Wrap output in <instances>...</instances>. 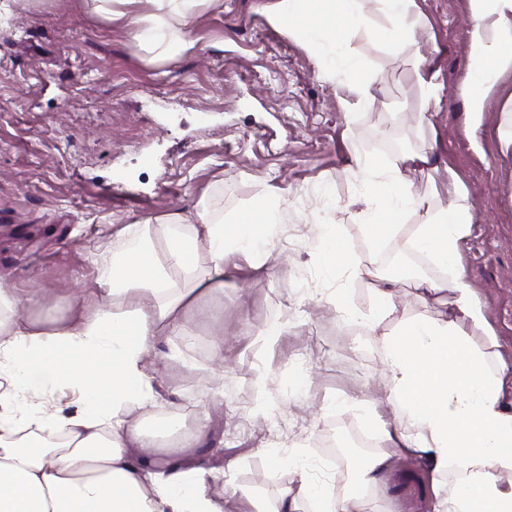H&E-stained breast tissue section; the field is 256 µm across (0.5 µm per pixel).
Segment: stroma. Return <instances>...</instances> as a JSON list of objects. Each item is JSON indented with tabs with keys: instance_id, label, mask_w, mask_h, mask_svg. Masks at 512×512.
Wrapping results in <instances>:
<instances>
[{
	"instance_id": "1",
	"label": "stroma",
	"mask_w": 512,
	"mask_h": 512,
	"mask_svg": "<svg viewBox=\"0 0 512 512\" xmlns=\"http://www.w3.org/2000/svg\"><path fill=\"white\" fill-rule=\"evenodd\" d=\"M276 0H198L190 48L159 57L125 21L97 16L92 0H0V285L43 288V303L63 306L69 290L96 285L95 261L118 225L193 211L206 200L232 217L265 193L299 240H280L272 275L245 259L227 271L223 296L192 307L185 322L193 348L170 336L146 362L167 411L190 424L206 419L205 456L237 493L225 512H255L295 485L289 456L328 460L314 480L346 495L362 459L386 453V467L364 512H431L429 472L421 459L361 447L359 402L393 427L380 339L396 318L366 329L340 313L316 278L318 226L337 224L357 262L345 284L368 308L379 255L358 220L364 209L352 174V147L375 159L426 150L438 183L456 173L474 213L462 266L495 339L504 392L512 398V153L497 126L512 98V70L487 96L480 127L465 114L457 87L470 69L469 0H416L427 24L439 102L422 108L408 55L366 43L375 101L346 122L341 93L317 77L305 46L274 22ZM336 198L324 211L318 192ZM222 321L224 359L211 349ZM307 385L295 393L293 382Z\"/></svg>"
}]
</instances>
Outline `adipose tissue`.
Returning <instances> with one entry per match:
<instances>
[{
    "mask_svg": "<svg viewBox=\"0 0 512 512\" xmlns=\"http://www.w3.org/2000/svg\"><path fill=\"white\" fill-rule=\"evenodd\" d=\"M152 12L127 17L157 55L185 50L196 0H150ZM275 14L304 43L320 80L343 94L347 119L375 96L362 42L375 40L392 52H409L424 105L436 95L428 48L416 35L422 18L415 0H277ZM470 71L458 94L468 118L480 122L486 97L512 70V0H470ZM357 192L366 203L359 218L374 244L395 243L381 265L385 287L368 309L353 307L341 283L354 265L340 246L337 225L322 224L315 241L323 259L320 280L336 287V305L350 320L372 329L397 317L395 287L425 294L448 292L456 318H397L382 337L388 401L395 426L381 440L423 458L431 469L432 512H512V402L503 393L495 356L473 345L468 327L486 328L471 282L461 272L470 236V197L456 174L447 185L429 180L415 191L401 177L400 159L383 163L352 149ZM426 220L404 230L402 218ZM283 233L280 212L263 199L246 216L227 220L200 206L194 213L164 215L120 228L98 264L101 301H71L66 313H40L41 296L0 287V512H223L208 486L215 474L187 465L199 451L205 424L183 432L178 447L159 461V443L170 420L143 429L136 409L160 395L145 356L161 339L186 335L180 312L204 294L223 293L233 259L256 267L269 261ZM164 259L156 261L155 245ZM187 275L185 287L170 273ZM65 441L53 443L56 434ZM297 487L285 489L257 512H362L365 490L375 487L383 458L362 462L351 492L336 497L310 479L315 463L288 459Z\"/></svg>",
    "mask_w": 512,
    "mask_h": 512,
    "instance_id": "1",
    "label": "adipose tissue"
}]
</instances>
